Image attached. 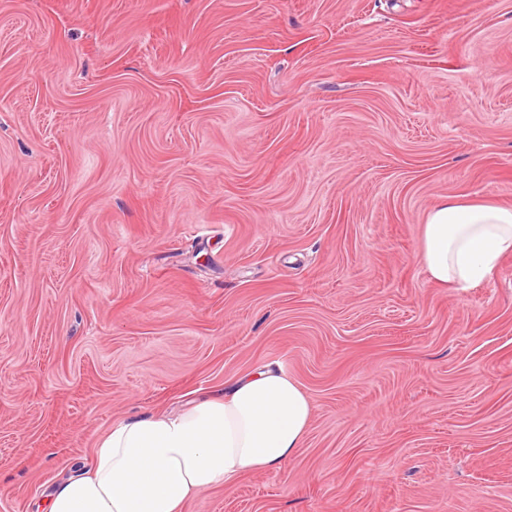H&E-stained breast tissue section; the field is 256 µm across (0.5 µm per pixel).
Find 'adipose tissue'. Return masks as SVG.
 I'll use <instances>...</instances> for the list:
<instances>
[{"label": "adipose tissue", "mask_w": 512, "mask_h": 512, "mask_svg": "<svg viewBox=\"0 0 512 512\" xmlns=\"http://www.w3.org/2000/svg\"><path fill=\"white\" fill-rule=\"evenodd\" d=\"M510 253L512 207L456 196L426 213L417 259L431 282L466 290L486 283ZM313 412L284 366H265L181 411L112 424L44 512H181L244 474L282 469Z\"/></svg>", "instance_id": "obj_1"}]
</instances>
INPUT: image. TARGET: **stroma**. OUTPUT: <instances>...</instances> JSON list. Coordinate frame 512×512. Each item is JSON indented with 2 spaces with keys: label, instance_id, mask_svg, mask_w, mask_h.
<instances>
[{
  "label": "stroma",
  "instance_id": "obj_1",
  "mask_svg": "<svg viewBox=\"0 0 512 512\" xmlns=\"http://www.w3.org/2000/svg\"><path fill=\"white\" fill-rule=\"evenodd\" d=\"M512 205V0H0V512L113 422L282 363V469L183 512H512V255L417 260ZM512 253V207L446 197L425 215L417 259L428 279L462 290L486 283Z\"/></svg>",
  "mask_w": 512,
  "mask_h": 512
}]
</instances>
